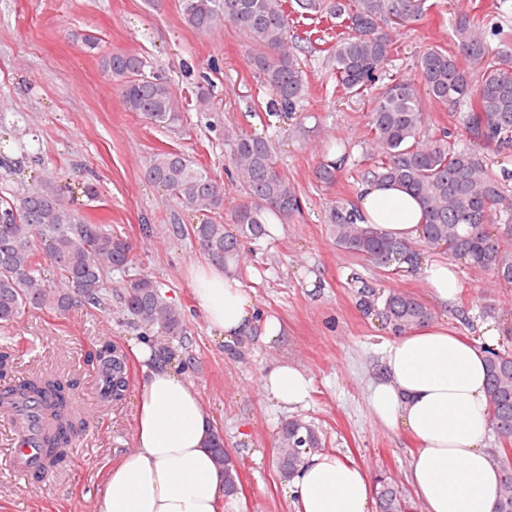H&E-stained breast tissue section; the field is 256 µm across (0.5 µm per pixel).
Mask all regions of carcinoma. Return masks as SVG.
I'll return each mask as SVG.
<instances>
[{"label": "carcinoma", "mask_w": 512, "mask_h": 512, "mask_svg": "<svg viewBox=\"0 0 512 512\" xmlns=\"http://www.w3.org/2000/svg\"><path fill=\"white\" fill-rule=\"evenodd\" d=\"M427 0H182L184 21L200 33L230 24L252 46L251 67L267 85L273 115L287 120L302 96L305 76L296 53L314 49L325 41L319 29L323 22L336 26V41L328 46L327 62L343 89L362 94L386 71L395 44L394 32L419 20ZM303 27L293 41L288 29ZM453 50L443 47L425 51L412 78L389 79L374 99L368 140L374 161L355 169L358 180L397 186L423 208L425 224L417 241H399L361 223L355 206L338 204L329 215L328 231L336 247L352 257L379 268H404L415 272L425 249H442L464 259L473 269L489 271L497 280L512 285V251L500 248L486 227L500 226L512 236V194L504 179L491 175L485 157L469 147L448 141V132L423 140V101L454 110L452 117L466 140L495 146L498 154L512 148V45L504 43L496 59L485 64L489 54L481 32L461 16L455 20ZM464 59L480 65L477 70L460 66ZM101 66L121 88L125 106L139 112L158 127L181 123L180 112L168 81L145 72L137 56L110 53ZM465 111H459V108ZM224 151L230 176L246 190L248 201L237 206L231 219L239 235L226 232L224 184L212 179L183 153L161 151L150 158L144 178L174 197L181 207L217 215L191 226L190 236L210 260L226 269L238 267L244 240L269 234V216L288 223L302 210L295 187L275 165L269 140L240 128H224ZM341 166L325 160L316 167L317 180L336 182ZM133 261L132 243L112 235L106 225L95 224L65 200L64 187L46 183L21 196H0V323L14 322L30 308L58 313L85 304L112 312L117 297L129 323L151 330L166 342L163 355H176L173 342L185 334L177 306L162 293L148 273L126 274ZM50 266L57 279L43 277ZM125 274L117 287L112 272ZM351 280L360 284V306L376 312L395 335L432 318L427 305L406 292L390 290L375 303V293L356 272ZM102 376L101 397L123 399L129 387L123 351L105 343L98 351ZM487 396L491 429L505 442L496 460L502 478L495 512H512V353L490 349L487 358ZM22 394L35 399L44 412L66 406L69 387L53 375L18 380ZM83 420L74 414L55 419L54 428L42 438L43 475L63 461L66 448ZM325 447L321 430L302 418L281 423L277 438V466L283 479L298 473L305 456ZM209 449L224 470V496L239 493L237 459L225 447L224 436L212 434ZM380 512H409L410 502L399 487L386 478L377 479Z\"/></svg>", "instance_id": "cac0c4a2"}]
</instances>
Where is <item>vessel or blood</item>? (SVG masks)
I'll list each match as a JSON object with an SVG mask.
<instances>
[{"label":"vessel or blood","mask_w":512,"mask_h":512,"mask_svg":"<svg viewBox=\"0 0 512 512\" xmlns=\"http://www.w3.org/2000/svg\"><path fill=\"white\" fill-rule=\"evenodd\" d=\"M0 414L14 420L18 430L12 451V467L16 477L24 482L40 478L37 432L49 424V416L41 414L35 405L8 395L0 399Z\"/></svg>","instance_id":"obj_1"}]
</instances>
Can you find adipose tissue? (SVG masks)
Segmentation results:
<instances>
[{
	"mask_svg": "<svg viewBox=\"0 0 512 512\" xmlns=\"http://www.w3.org/2000/svg\"><path fill=\"white\" fill-rule=\"evenodd\" d=\"M357 208L365 223L392 237L413 240L420 233L422 207L399 187L364 184ZM190 276L197 308L225 342L279 344L280 323L260 316L254 295L232 274L198 264ZM480 331V345L444 322L395 337L369 387L372 413L419 443L408 479L425 512H493L499 470L488 445L484 349L496 345L500 329L491 321ZM130 350L145 364L134 446L109 469L101 512H219L224 475L206 449L213 418L198 390L183 374L153 364L150 342L132 341ZM259 382L266 399L288 410L309 397L310 378L292 362L263 368ZM287 490L296 512H372L374 507L365 470L322 452L306 456Z\"/></svg>",
	"mask_w": 512,
	"mask_h": 512,
	"instance_id": "obj_1",
	"label": "adipose tissue"
}]
</instances>
